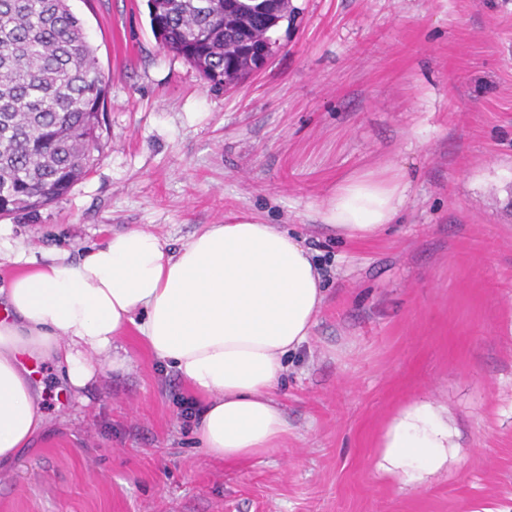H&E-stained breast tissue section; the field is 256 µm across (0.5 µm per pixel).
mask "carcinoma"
Wrapping results in <instances>:
<instances>
[{"instance_id":"1","label":"carcinoma","mask_w":512,"mask_h":512,"mask_svg":"<svg viewBox=\"0 0 512 512\" xmlns=\"http://www.w3.org/2000/svg\"><path fill=\"white\" fill-rule=\"evenodd\" d=\"M162 48L213 84L240 81L252 58L231 52L288 13V0L266 11L237 3L224 22V0H147ZM108 82L96 48L67 0H0V215L33 212L67 195L94 167L99 116Z\"/></svg>"}]
</instances>
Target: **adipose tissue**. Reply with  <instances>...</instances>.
Instances as JSON below:
<instances>
[{
  "label": "adipose tissue",
  "instance_id": "adipose-tissue-1",
  "mask_svg": "<svg viewBox=\"0 0 512 512\" xmlns=\"http://www.w3.org/2000/svg\"><path fill=\"white\" fill-rule=\"evenodd\" d=\"M410 191L399 170L364 171L337 183L320 211L351 240L396 221ZM23 267L0 286V463L43 428L31 359L60 369L81 397L96 378L124 370L113 342L136 329L203 406L200 445L217 458L264 456L284 447L288 420L275 391L289 355L305 344L324 300L323 275L299 237L240 216L208 224L178 250L131 227L87 248ZM448 437L433 409L387 431L385 455L434 466Z\"/></svg>",
  "mask_w": 512,
  "mask_h": 512
}]
</instances>
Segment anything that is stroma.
<instances>
[{
    "label": "stroma",
    "instance_id": "1",
    "mask_svg": "<svg viewBox=\"0 0 512 512\" xmlns=\"http://www.w3.org/2000/svg\"><path fill=\"white\" fill-rule=\"evenodd\" d=\"M68 4L109 84L98 161L0 217V252L74 259L130 227L176 249L244 215L311 246L326 299L263 457L208 455L136 331L81 403L36 363L45 426L0 467V512H512V0H289L271 61L231 89L160 47L147 0ZM390 168L411 182L395 224L322 225L339 180ZM423 403L447 460L386 470L387 430Z\"/></svg>",
    "mask_w": 512,
    "mask_h": 512
}]
</instances>
